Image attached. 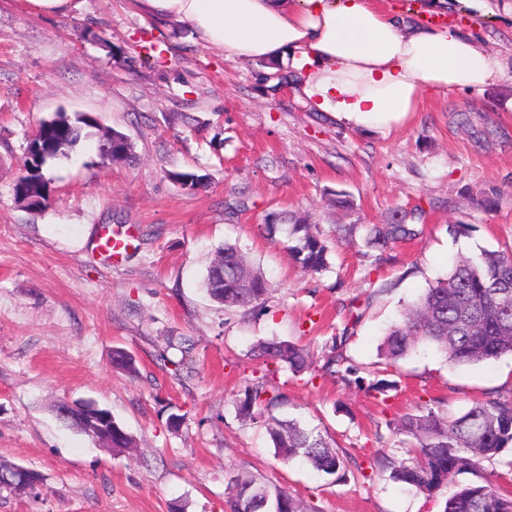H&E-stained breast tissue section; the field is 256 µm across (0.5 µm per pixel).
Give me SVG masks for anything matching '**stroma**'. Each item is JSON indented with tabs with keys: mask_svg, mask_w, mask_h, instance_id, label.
I'll return each instance as SVG.
<instances>
[{
	"mask_svg": "<svg viewBox=\"0 0 512 512\" xmlns=\"http://www.w3.org/2000/svg\"><path fill=\"white\" fill-rule=\"evenodd\" d=\"M478 37L512 60V16H484ZM256 61H227L186 28L133 0H82L39 16L0 0V459L36 470L38 494H0V512H224L226 474L269 479L315 512H442L443 486L417 493L387 474L339 481L276 459L262 424L235 398L269 376L280 418L333 438L349 471L377 453L402 457L390 420L436 398L455 415L498 392L512 398V357L452 364L419 348L364 386L321 372L268 374L252 344L276 337L321 353L345 325L348 354L370 366L403 307L454 260L512 245V89L424 97L417 111L352 126L309 111L292 87L269 89ZM94 115L126 134L134 161L106 162L96 139L43 172L51 194L32 210L13 187L27 139L56 113ZM202 176L183 185L177 173ZM352 205L337 206V195ZM277 211L331 237L330 267L288 257ZM402 212L423 231L389 259L334 239L339 224ZM129 242L120 259L103 237ZM240 247L268 284L261 311L213 302L203 287L215 250ZM137 374L112 366L113 349ZM393 382L387 398L369 385ZM108 409L137 446L118 453L59 422L60 401ZM184 418L180 429L170 414Z\"/></svg>",
	"mask_w": 512,
	"mask_h": 512,
	"instance_id": "stroma-1",
	"label": "stroma"
}]
</instances>
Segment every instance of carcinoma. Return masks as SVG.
<instances>
[{"label":"carcinoma","mask_w":512,"mask_h":512,"mask_svg":"<svg viewBox=\"0 0 512 512\" xmlns=\"http://www.w3.org/2000/svg\"><path fill=\"white\" fill-rule=\"evenodd\" d=\"M90 132L89 122L79 117L49 129L42 124L39 141L48 159L66 158ZM288 246L290 259L302 270L320 274L330 267L331 247L317 228L303 217L290 216ZM342 239L361 242L365 249L386 250L416 239L422 228L408 224L405 217L386 224L340 225ZM204 285L217 303L226 307H257L267 293L262 273L243 251L226 243L216 251ZM350 328L331 338L322 370L340 375L347 383L362 385L359 373L366 367L346 355ZM428 345L453 364L491 363L512 355V249H483L474 257L454 262L448 276L431 284L405 306L400 318L385 333L379 346L388 366L408 357L418 346ZM250 355L276 368L300 375L313 364L309 349L275 337L260 338ZM112 366L128 374L137 372L135 359L125 350L113 351ZM286 396L275 391L262 377L247 383L235 399L236 414L242 421L264 420L275 457L285 464L300 463L311 469L344 479V462L327 439L302 427L294 419H279L270 411ZM75 408L61 401L55 409L59 421L80 429L76 409L89 408L90 401H76ZM392 432L409 438V458L399 462L375 456L372 471H389V478L416 492H433L457 473H478L490 461L512 446V401L488 396L459 415L439 410L437 401L425 404L418 414H406L391 422ZM137 447L136 441L118 422H112V450ZM15 465L0 461V492L14 493ZM229 512H314L303 499L283 487L252 475L235 473L227 484ZM443 512H512V496L502 494L489 479L458 487L445 501Z\"/></svg>","instance_id":"carcinoma-1"}]
</instances>
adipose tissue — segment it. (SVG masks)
Returning <instances> with one entry per match:
<instances>
[{
	"instance_id": "1",
	"label": "adipose tissue",
	"mask_w": 512,
	"mask_h": 512,
	"mask_svg": "<svg viewBox=\"0 0 512 512\" xmlns=\"http://www.w3.org/2000/svg\"><path fill=\"white\" fill-rule=\"evenodd\" d=\"M138 3L148 15L191 29L227 60L279 64L305 105L355 125L416 111L433 93L512 86V70L470 28L421 21L426 14L484 11L486 0H421L416 21L373 0Z\"/></svg>"
}]
</instances>
